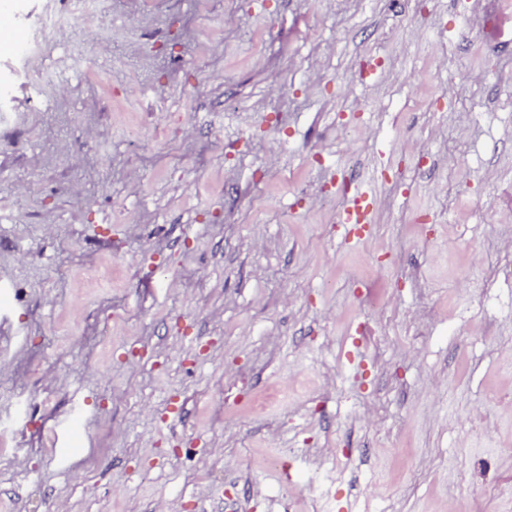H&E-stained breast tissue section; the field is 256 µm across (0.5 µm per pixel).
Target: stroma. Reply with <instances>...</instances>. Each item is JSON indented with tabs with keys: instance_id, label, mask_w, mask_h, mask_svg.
Here are the masks:
<instances>
[{
	"instance_id": "obj_1",
	"label": "stroma",
	"mask_w": 512,
	"mask_h": 512,
	"mask_svg": "<svg viewBox=\"0 0 512 512\" xmlns=\"http://www.w3.org/2000/svg\"><path fill=\"white\" fill-rule=\"evenodd\" d=\"M470 3L103 0L81 33L98 80L67 77L52 112L14 85L0 498L512 512V206L492 204L512 182V40L479 41ZM360 185L357 237L336 216ZM74 414L63 463L44 439Z\"/></svg>"
}]
</instances>
